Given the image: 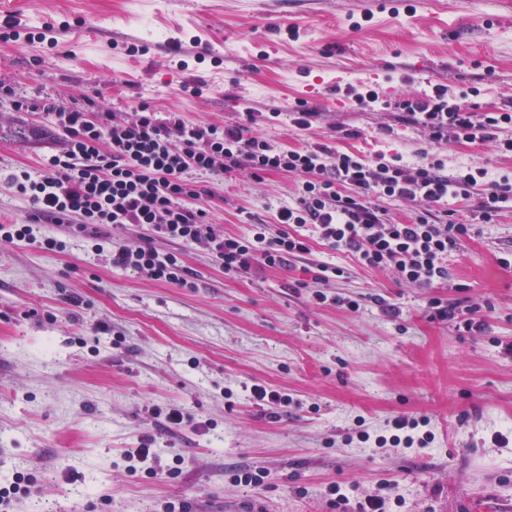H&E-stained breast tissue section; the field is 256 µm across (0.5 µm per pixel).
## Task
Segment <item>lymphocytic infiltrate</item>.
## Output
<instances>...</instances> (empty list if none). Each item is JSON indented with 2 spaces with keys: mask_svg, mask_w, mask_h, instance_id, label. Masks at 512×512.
Segmentation results:
<instances>
[{
  "mask_svg": "<svg viewBox=\"0 0 512 512\" xmlns=\"http://www.w3.org/2000/svg\"><path fill=\"white\" fill-rule=\"evenodd\" d=\"M394 109L417 125L433 146L418 161L322 144L282 147L251 134L246 123L224 126L186 121L179 114L156 118L140 105L135 122L114 113L48 103L65 132L60 151L46 155L39 175L22 170L6 182L37 207L39 216L84 232L91 224H138L152 237L183 245L202 243L225 272L275 267L308 254L305 228H313L332 249L351 254L369 268H391L399 281L427 288L448 282V258L470 232L453 219L449 204L477 198L474 219L489 224L512 203V175L474 163L448 175L436 149L448 143H489L512 156V102L495 112L476 113L451 99L444 84L430 94L395 100ZM241 172L253 179L275 172L297 178L296 202L277 207L272 224H254L243 235L215 233L200 186L201 175ZM409 201L417 211L405 224L391 223L380 200ZM113 267L154 280L184 283L179 252L151 245L114 243ZM423 417L397 416L390 435L357 431L378 448L426 446L433 440Z\"/></svg>",
  "mask_w": 512,
  "mask_h": 512,
  "instance_id": "f902f5d3",
  "label": "lymphocytic infiltrate"
}]
</instances>
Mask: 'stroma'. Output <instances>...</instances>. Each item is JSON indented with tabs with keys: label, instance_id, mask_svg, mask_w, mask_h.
<instances>
[{
	"label": "stroma",
	"instance_id": "1",
	"mask_svg": "<svg viewBox=\"0 0 512 512\" xmlns=\"http://www.w3.org/2000/svg\"><path fill=\"white\" fill-rule=\"evenodd\" d=\"M13 20L31 33L54 25L57 44L0 41L5 172L37 171L63 140L34 109L46 99L123 122L142 102L161 119L219 126L251 110L257 133L280 145L409 160L427 141L388 102L436 83L479 89L481 112L512 101V0H412L395 12L372 0H0V26ZM354 88L376 89L379 102L359 105ZM299 100L317 114L305 131L287 118ZM441 157L451 172L470 162L512 172V156L487 144L451 142ZM210 186L204 205L219 234L271 222L295 201L288 173ZM41 231L67 249L0 245V480L19 472L35 485L12 512H164L170 502L335 512L333 484L353 500L400 497L397 512H512V207L474 226L441 288L402 283L317 238L285 266L230 274L205 245L180 247L183 287L113 268L93 245L100 236L168 249L145 227ZM322 264L346 273L321 284ZM318 290L327 303H314ZM435 299L484 331L434 319ZM100 321L106 333L92 335ZM255 384L291 405L253 401ZM172 408L182 427L166 421ZM396 415L427 418L433 443L346 442L356 426L376 435ZM143 444L161 451L157 477L126 470L125 452ZM254 468L267 473L261 486L228 478Z\"/></svg>",
	"mask_w": 512,
	"mask_h": 512
}]
</instances>
